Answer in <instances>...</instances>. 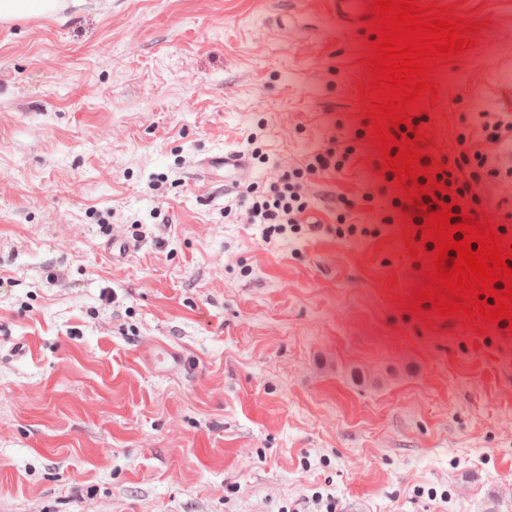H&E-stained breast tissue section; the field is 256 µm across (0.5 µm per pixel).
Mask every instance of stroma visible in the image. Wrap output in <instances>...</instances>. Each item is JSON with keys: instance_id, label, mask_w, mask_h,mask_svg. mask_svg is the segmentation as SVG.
<instances>
[{"instance_id": "1", "label": "stroma", "mask_w": 512, "mask_h": 512, "mask_svg": "<svg viewBox=\"0 0 512 512\" xmlns=\"http://www.w3.org/2000/svg\"><path fill=\"white\" fill-rule=\"evenodd\" d=\"M64 2L0 22V512H512V331L405 308L429 259L373 33L330 0ZM418 2L481 24L413 107L440 164L512 5ZM333 139L299 232L225 214ZM227 150L259 158L204 168ZM340 194L378 236L336 238Z\"/></svg>"}]
</instances>
